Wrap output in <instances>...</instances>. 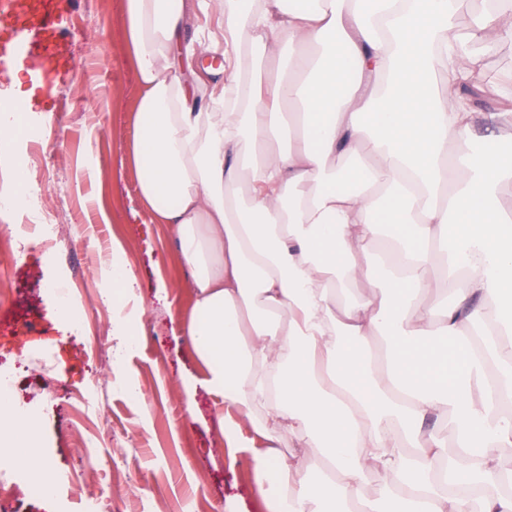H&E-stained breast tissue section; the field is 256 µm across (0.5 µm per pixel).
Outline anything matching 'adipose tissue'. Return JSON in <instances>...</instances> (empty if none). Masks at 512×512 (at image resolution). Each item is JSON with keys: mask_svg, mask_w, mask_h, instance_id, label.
I'll list each match as a JSON object with an SVG mask.
<instances>
[{"mask_svg": "<svg viewBox=\"0 0 512 512\" xmlns=\"http://www.w3.org/2000/svg\"><path fill=\"white\" fill-rule=\"evenodd\" d=\"M194 8L215 16L224 43L203 76L192 63L210 42L184 39ZM457 10L458 0H124L139 199L178 237L199 383L234 409L220 422L224 445L254 449L272 512H371V477L389 512H512V471L494 454L512 447V224L496 198L512 183V152L479 151L476 136L511 127L512 108L479 112L462 93L487 79L468 44L512 39V5L464 37ZM285 44L311 54L294 60V78L265 76ZM204 78L207 108L195 91ZM293 100L297 135L267 149L270 115ZM452 140L465 146L455 158ZM381 226L396 265L372 280L363 253ZM437 243L449 276L432 311L415 301L439 286L426 274ZM441 423L455 443L434 433ZM28 435L0 429V458L25 456L52 484Z\"/></svg>", "mask_w": 512, "mask_h": 512, "instance_id": "1", "label": "adipose tissue"}]
</instances>
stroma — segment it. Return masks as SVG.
I'll list each match as a JSON object with an SVG mask.
<instances>
[{
    "instance_id": "stroma-1",
    "label": "stroma",
    "mask_w": 512,
    "mask_h": 512,
    "mask_svg": "<svg viewBox=\"0 0 512 512\" xmlns=\"http://www.w3.org/2000/svg\"><path fill=\"white\" fill-rule=\"evenodd\" d=\"M24 69L35 94L23 113L41 137L15 136L29 154L39 147L52 170L46 202L70 239L63 266L49 245L25 247L0 266V367L14 369L17 405L35 415L38 455L65 474L68 498H27L8 512H75L74 500L103 492L110 512H182L194 496L198 512H267L251 451L224 446L218 418L232 414L195 382L202 366L180 322L194 303L189 268L169 225L141 208L138 174L127 158L138 87L125 43L122 0H70L35 37L0 67V102H19L12 82ZM51 121H44V114ZM138 280L134 296L102 276L112 243ZM66 270L86 334L76 335L43 288ZM169 289H161L160 281ZM131 313L138 347L113 369L112 304ZM136 384L140 400L127 394ZM98 466L88 470L85 442Z\"/></svg>"
}]
</instances>
